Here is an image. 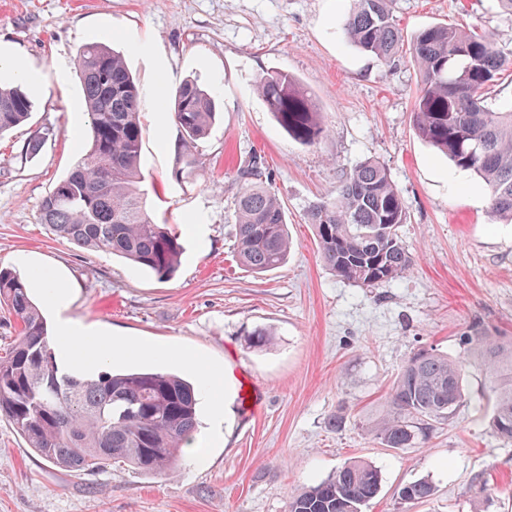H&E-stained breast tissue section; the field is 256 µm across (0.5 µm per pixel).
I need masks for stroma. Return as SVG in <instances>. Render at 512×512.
<instances>
[{"instance_id":"35a3bbf8","label":"stroma","mask_w":512,"mask_h":512,"mask_svg":"<svg viewBox=\"0 0 512 512\" xmlns=\"http://www.w3.org/2000/svg\"><path fill=\"white\" fill-rule=\"evenodd\" d=\"M349 0H0V43L39 71L27 87L36 110L0 136V268L32 277L51 267L70 301L60 318L139 343L114 368L170 370L191 382V355L224 373V424L213 431L200 391L196 441L205 462L182 457L169 475L124 465L70 472L42 458L0 417V512H286L288 498L350 460L381 472L364 512H512V442L489 428L491 378L472 349L485 331L512 344V224L492 221L481 179L421 139L413 117L419 79L403 53L384 65L347 40ZM405 42L435 23L490 31L512 49V12L499 0H394ZM120 53L146 100L141 174L157 223L174 225L184 253L158 279L107 252L55 237L39 204L78 161L89 136L77 68L83 44ZM170 87L196 80L217 117L195 151L193 174L174 176L181 134L154 110L160 70ZM279 71L311 96L324 128L311 145L279 126L256 81ZM55 138L38 154L23 146L42 127ZM260 156L283 203L293 240L280 268L255 274L237 261L234 200L241 160ZM388 169L407 212L399 236L414 259L403 277L366 288L342 280L320 257L309 206L335 197L366 158ZM204 233H197V225ZM258 329L272 345L251 347ZM433 349L464 364L466 401L427 442L383 446L366 429L409 358ZM256 399L244 408L239 382ZM342 414L341 429L329 428ZM429 480L433 495L398 507L403 484Z\"/></svg>"}]
</instances>
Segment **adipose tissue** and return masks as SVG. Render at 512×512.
Wrapping results in <instances>:
<instances>
[{
	"label": "adipose tissue",
	"mask_w": 512,
	"mask_h": 512,
	"mask_svg": "<svg viewBox=\"0 0 512 512\" xmlns=\"http://www.w3.org/2000/svg\"><path fill=\"white\" fill-rule=\"evenodd\" d=\"M54 344L66 357L67 367L80 373H98L107 369L113 359L140 354L138 344L127 339H104L98 333L70 321L60 325Z\"/></svg>",
	"instance_id": "ef3b65f1"
}]
</instances>
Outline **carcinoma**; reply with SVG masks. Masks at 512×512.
<instances>
[{
	"label": "carcinoma",
	"instance_id": "obj_1",
	"mask_svg": "<svg viewBox=\"0 0 512 512\" xmlns=\"http://www.w3.org/2000/svg\"><path fill=\"white\" fill-rule=\"evenodd\" d=\"M349 43L383 64L399 54L401 35L391 0H350L345 22ZM419 74L413 116L418 134L459 169L480 178L493 217L512 222V107L489 101L488 87L512 51L490 32L436 24L409 47ZM90 134L77 164L41 201L39 222L58 237L89 251L125 258L160 279L177 271L183 245L167 224L149 214L140 189L142 97L122 57L101 42L84 44L77 60ZM258 92L289 136L316 142L323 127L308 94L286 73L260 77ZM34 102L20 87L0 86V135L25 123ZM182 134V161L190 168L197 141L215 120V103L195 80L170 95ZM235 201L238 262L260 274L281 267L290 241L285 208L260 158L238 168ZM407 213L383 163L365 159L346 174L336 197L312 205L305 221L314 228L324 264L339 278L366 288L398 279L413 266L399 238ZM0 304L20 323L6 356H0V415L28 447L49 462L80 472L123 462L144 475L172 469L199 427L198 389L163 370L112 368L99 375L65 373L25 279L0 269ZM476 352L493 379L491 429L512 441V346L494 336L476 337ZM465 402L463 363L420 350L393 383L384 414L368 428L388 448L428 440L437 421H451ZM381 474L352 460L329 478L288 498V512H363L381 490ZM433 485L418 479L401 486L398 504L427 500Z\"/></svg>",
	"mask_w": 512,
	"mask_h": 512
}]
</instances>
